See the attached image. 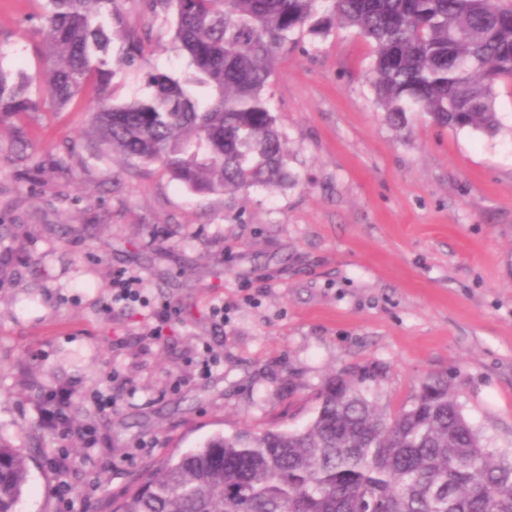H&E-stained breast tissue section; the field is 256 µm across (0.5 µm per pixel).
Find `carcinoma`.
Here are the masks:
<instances>
[{
	"label": "carcinoma",
	"mask_w": 512,
	"mask_h": 512,
	"mask_svg": "<svg viewBox=\"0 0 512 512\" xmlns=\"http://www.w3.org/2000/svg\"><path fill=\"white\" fill-rule=\"evenodd\" d=\"M121 0H45L42 67L0 63V120L61 109L88 91L112 155L157 163L203 194L272 189L288 179L267 90L293 35L354 29L373 45L372 85L388 119L494 136L496 88L512 82V0H141L172 13L193 70L152 73V92L107 105L115 70L152 50ZM118 25V42L112 41ZM371 366L328 377L302 430L217 434L151 467L112 512H512V449L482 444L448 378L430 375L393 414ZM28 462L0 440V512H16Z\"/></svg>",
	"instance_id": "obj_1"
}]
</instances>
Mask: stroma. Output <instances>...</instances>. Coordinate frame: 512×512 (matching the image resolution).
Here are the masks:
<instances>
[{"label": "stroma", "mask_w": 512, "mask_h": 512, "mask_svg": "<svg viewBox=\"0 0 512 512\" xmlns=\"http://www.w3.org/2000/svg\"><path fill=\"white\" fill-rule=\"evenodd\" d=\"M121 9L156 50L117 71L116 104L148 94L150 70H190L168 21L137 0ZM39 12L0 0L5 67L36 74ZM372 56L352 29L297 35L268 92L288 170L271 190L200 194L158 164L123 163L91 135L85 99L25 117L24 162L0 124V437L29 459L17 512H109L150 466L214 434L304 427L345 367L378 368L388 413L447 376L487 447L512 448V85L496 90L495 136L417 112L396 126ZM119 269L143 278L148 306L112 305ZM164 301L176 318L145 338ZM207 354L219 365L205 375ZM47 388L94 442L48 431L34 447ZM96 391L116 406L98 412Z\"/></svg>", "instance_id": "35a3bbf8"}]
</instances>
